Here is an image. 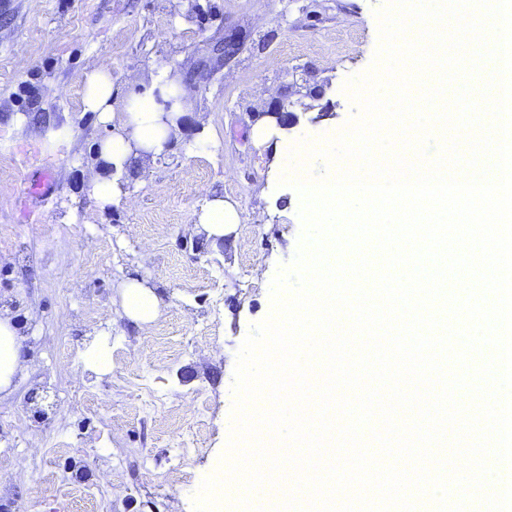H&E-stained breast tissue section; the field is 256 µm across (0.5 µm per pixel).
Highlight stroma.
Wrapping results in <instances>:
<instances>
[{
  "label": "stroma",
  "instance_id": "obj_1",
  "mask_svg": "<svg viewBox=\"0 0 512 512\" xmlns=\"http://www.w3.org/2000/svg\"><path fill=\"white\" fill-rule=\"evenodd\" d=\"M387 0H12L0 9V310L21 326L30 369L0 400V503L24 512H194L221 468L238 349L271 311L270 285L294 257L301 199L280 185L288 149L338 133L354 112L346 81L379 45ZM248 38L230 64L213 49ZM132 78L167 64L196 102L155 161L120 176L100 208L86 182L110 133L84 111L89 66ZM325 96H307V84ZM287 95L296 126L255 144L266 103ZM329 114L319 117L321 107ZM54 188L25 195L35 158ZM244 221L222 242L194 230L205 192ZM160 300L140 326L120 289ZM108 337L111 367L82 354ZM191 437L182 447L183 437Z\"/></svg>",
  "mask_w": 512,
  "mask_h": 512
}]
</instances>
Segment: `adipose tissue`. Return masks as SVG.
<instances>
[{"label":"adipose tissue","mask_w":512,"mask_h":512,"mask_svg":"<svg viewBox=\"0 0 512 512\" xmlns=\"http://www.w3.org/2000/svg\"><path fill=\"white\" fill-rule=\"evenodd\" d=\"M136 88L123 101L121 112L112 106V77L101 66L92 67L83 95V108L98 113L101 122H117L118 129L99 145L103 170L89 180L91 195L101 204L120 202L122 192L112 180V172L134 166L137 160L163 155L169 141L180 131V120L195 109L194 101L183 89L180 72L153 68L138 77ZM241 215L223 196L206 195L196 214L195 224L207 237L219 240L228 234ZM124 314L145 325L159 313L154 291L143 283L131 281L122 290ZM21 329L7 314L0 313V395L10 394L16 380L27 373L29 364L23 356Z\"/></svg>","instance_id":"1"}]
</instances>
